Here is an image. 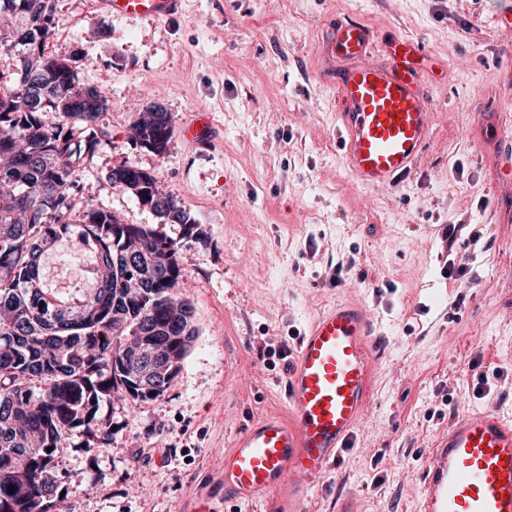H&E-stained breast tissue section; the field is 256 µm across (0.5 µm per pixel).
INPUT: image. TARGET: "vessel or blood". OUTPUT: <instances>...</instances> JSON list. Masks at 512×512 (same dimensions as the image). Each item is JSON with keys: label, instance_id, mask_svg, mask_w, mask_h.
Returning a JSON list of instances; mask_svg holds the SVG:
<instances>
[{"label": "vessel or blood", "instance_id": "1", "mask_svg": "<svg viewBox=\"0 0 512 512\" xmlns=\"http://www.w3.org/2000/svg\"><path fill=\"white\" fill-rule=\"evenodd\" d=\"M112 15L171 17L179 0H98ZM338 61L337 118L347 165L363 186L393 188L414 174L430 144L435 110L419 41L378 38L356 19L337 21L326 46ZM381 354L360 303L339 301L307 327L288 361L286 416L251 421L224 453L225 502L263 512H304L347 448L372 399ZM420 512H512V411L456 410L430 446Z\"/></svg>", "mask_w": 512, "mask_h": 512}]
</instances>
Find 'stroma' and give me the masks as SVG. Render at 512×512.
<instances>
[{
  "label": "stroma",
  "mask_w": 512,
  "mask_h": 512,
  "mask_svg": "<svg viewBox=\"0 0 512 512\" xmlns=\"http://www.w3.org/2000/svg\"><path fill=\"white\" fill-rule=\"evenodd\" d=\"M48 51L111 101L105 140L75 174L78 199L173 239L179 294L196 337L161 396L112 400L107 446L69 436L59 459L66 512H198L219 494L224 451L253 419L285 412V361L308 323L339 299L370 310L385 345L373 402L306 512L337 489L360 512H419L418 476L463 405L512 406V173L491 127L512 114V30L484 0H181L165 21L107 16L96 0H54ZM419 40L453 83L428 77L438 111L422 166L398 188L362 187L339 145L325 53L347 15ZM172 116L165 156L134 145L151 103ZM205 142L190 137L196 113ZM153 172L204 234L182 236L113 188V166ZM458 225L453 246L442 241ZM482 228L479 241L468 229ZM468 262L464 284L445 278ZM92 254L45 256L66 297L91 288ZM490 391L477 395L480 376Z\"/></svg>",
  "instance_id": "obj_1"
}]
</instances>
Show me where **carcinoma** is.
<instances>
[{
  "label": "carcinoma",
  "instance_id": "cac0c4a2",
  "mask_svg": "<svg viewBox=\"0 0 512 512\" xmlns=\"http://www.w3.org/2000/svg\"><path fill=\"white\" fill-rule=\"evenodd\" d=\"M54 29L52 0H0V50L15 58L14 69L0 71V512H53L63 500L65 439L80 433L107 445L112 423L102 403L162 395L195 336L192 304L175 293V242L75 202L73 175L98 153L110 101L46 52ZM27 74L43 91L41 112L25 111L19 83ZM45 112L57 120L46 123ZM171 124L170 113L147 110L130 139L163 157ZM109 181L182 235H199L152 173L123 162ZM65 238L78 239L75 255L94 253L90 278L108 284L90 299L41 286V253Z\"/></svg>",
  "mask_w": 512,
  "mask_h": 512
}]
</instances>
